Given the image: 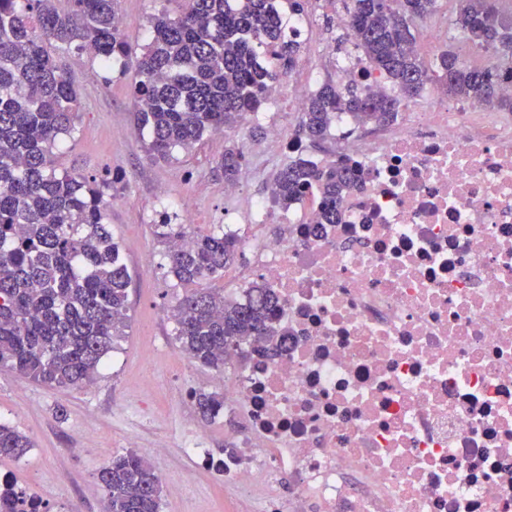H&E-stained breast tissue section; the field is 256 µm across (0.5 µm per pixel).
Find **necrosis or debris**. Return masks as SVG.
Instances as JSON below:
<instances>
[{"instance_id": "obj_1", "label": "necrosis or debris", "mask_w": 512, "mask_h": 512, "mask_svg": "<svg viewBox=\"0 0 512 512\" xmlns=\"http://www.w3.org/2000/svg\"><path fill=\"white\" fill-rule=\"evenodd\" d=\"M334 135L325 164L355 175L339 223L311 187L229 229L238 299L262 280L285 338L219 375L223 458L188 450L261 512H512V113L433 88Z\"/></svg>"}]
</instances>
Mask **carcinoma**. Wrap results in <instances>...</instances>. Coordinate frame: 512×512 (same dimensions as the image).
Segmentation results:
<instances>
[{"instance_id": "cac0c4a2", "label": "carcinoma", "mask_w": 512, "mask_h": 512, "mask_svg": "<svg viewBox=\"0 0 512 512\" xmlns=\"http://www.w3.org/2000/svg\"><path fill=\"white\" fill-rule=\"evenodd\" d=\"M184 0L177 16L163 10L150 19L151 40L128 63L136 124L147 131L146 152L166 161L205 136L224 134L265 104L267 80L292 73L302 43L287 35V14L305 0ZM351 19L349 37L364 60L397 93H366L349 79L326 82L308 97L300 125L318 144L336 112L360 125H383L404 103L433 83L454 98L512 112L499 93L498 74L473 68L450 48L426 62L413 52L417 23L434 16L438 0H340ZM453 29L474 47L512 65V16L498 0H457ZM117 0H0V369L55 388L87 384L114 340L128 327L131 275L106 222L111 185L61 169L53 152L71 134L81 107L79 88L60 59L84 53L107 67L129 58L116 25ZM275 47L277 68L258 61V46ZM244 154L224 146V182L234 183ZM316 183L323 193L319 220L334 224L352 177L343 168L295 158L273 180L282 208ZM154 235L182 286L224 277L241 257L237 240L214 231H191L168 219ZM279 301L262 285L242 303L213 288L185 294L172 309L176 336L192 362L221 370L253 354L277 355ZM199 415L213 420L224 398L199 392ZM31 442L0 423V456L18 459ZM97 480L104 512H161L162 482L135 452L112 457Z\"/></svg>"}]
</instances>
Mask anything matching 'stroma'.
I'll use <instances>...</instances> for the list:
<instances>
[{
	"label": "stroma",
	"mask_w": 512,
	"mask_h": 512,
	"mask_svg": "<svg viewBox=\"0 0 512 512\" xmlns=\"http://www.w3.org/2000/svg\"><path fill=\"white\" fill-rule=\"evenodd\" d=\"M182 8V0H120L121 30L132 52L149 43L153 14L165 9L175 16ZM333 9L325 0L323 18ZM323 18L310 29L305 48L333 80L337 60L346 57L340 44L347 34ZM61 65L81 89V109L76 132L58 143L56 154L61 167L114 185L107 218L132 277L130 321L87 385L55 389L0 372V422L31 441L21 459L0 457V475L31 486L50 512H103L97 474L114 455L133 450L165 476L161 512H247L246 503L184 451V436L195 433L215 457H223L234 424L221 417L202 420L197 411L195 394L218 388L211 382L213 370L184 364L170 312L186 290L166 277L153 230L161 213L184 208L206 231L223 224L225 213L244 216L251 194L272 181L288 158L270 144L264 119L242 122L230 135L245 153L242 190L236 199H225L220 154L211 139L178 151L172 161L147 156L121 59L107 70L77 54ZM160 444L166 454H155Z\"/></svg>",
	"instance_id": "stroma-1"
}]
</instances>
